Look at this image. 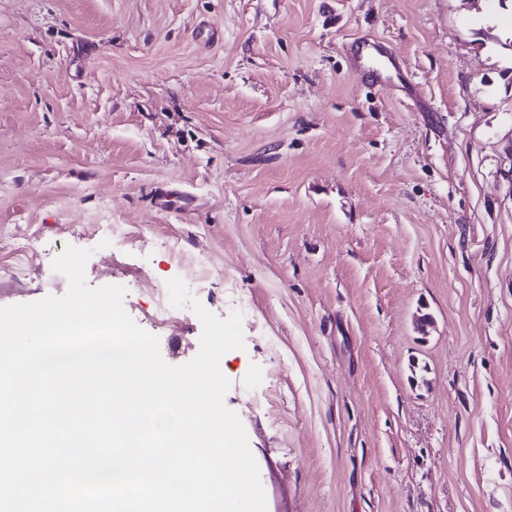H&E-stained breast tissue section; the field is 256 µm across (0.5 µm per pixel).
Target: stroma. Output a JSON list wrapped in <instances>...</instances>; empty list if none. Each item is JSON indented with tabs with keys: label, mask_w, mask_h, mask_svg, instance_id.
<instances>
[{
	"label": "stroma",
	"mask_w": 512,
	"mask_h": 512,
	"mask_svg": "<svg viewBox=\"0 0 512 512\" xmlns=\"http://www.w3.org/2000/svg\"><path fill=\"white\" fill-rule=\"evenodd\" d=\"M69 245L175 366L156 291L206 260L267 512H512V0H0V306ZM353 45L354 65L365 71L371 85L393 96H414L415 86L413 84L399 86L395 83L392 73L398 70L399 60L385 43L369 36H360L354 40ZM373 57L383 60L384 66L381 68L367 67L366 60Z\"/></svg>",
	"instance_id": "stroma-1"
}]
</instances>
